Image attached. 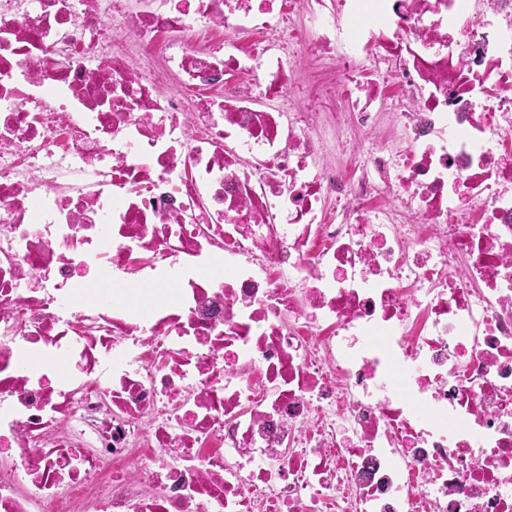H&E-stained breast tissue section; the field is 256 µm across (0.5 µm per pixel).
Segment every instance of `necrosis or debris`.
I'll list each match as a JSON object with an SVG mask.
<instances>
[{"label": "necrosis or debris", "instance_id": "4bbe7bcc", "mask_svg": "<svg viewBox=\"0 0 512 512\" xmlns=\"http://www.w3.org/2000/svg\"><path fill=\"white\" fill-rule=\"evenodd\" d=\"M0 512H512V0H0ZM328 76L316 62H305L297 70L295 83L288 96V104L299 112H324L332 113L336 116V123H346V117L340 115L344 113L342 106L336 102V90L330 85L331 95L326 96L323 91V106H318L308 95L311 89L318 88L323 90L328 84Z\"/></svg>", "mask_w": 512, "mask_h": 512}]
</instances>
